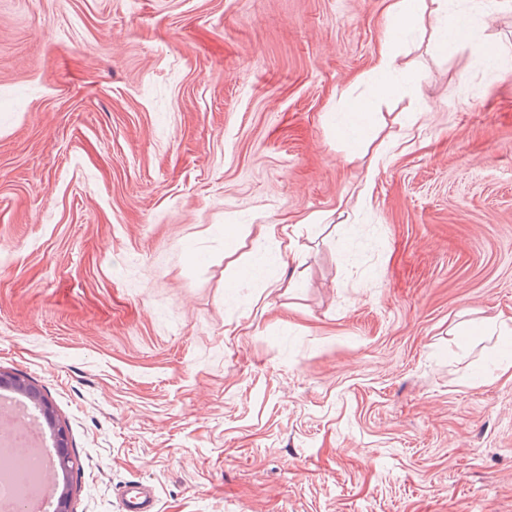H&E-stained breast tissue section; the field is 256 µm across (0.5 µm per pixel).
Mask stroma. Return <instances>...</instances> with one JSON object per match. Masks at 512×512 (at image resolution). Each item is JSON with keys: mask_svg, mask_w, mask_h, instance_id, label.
Instances as JSON below:
<instances>
[{"mask_svg": "<svg viewBox=\"0 0 512 512\" xmlns=\"http://www.w3.org/2000/svg\"><path fill=\"white\" fill-rule=\"evenodd\" d=\"M388 2L0 0V371L72 512H512V0L380 91ZM336 131L345 135L354 143H363L370 134L371 115L364 105H359L355 112H336ZM0 388H13L22 395L37 401L43 411V415L54 432L56 454L52 459V464L58 466L63 473L69 474L72 463V455L70 452V442L66 429L59 424L52 413L48 402L42 397L37 388L25 383L17 377L3 374L0 372ZM120 495L127 512H154L156 500L150 486L140 482L126 485Z\"/></svg>", "mask_w": 512, "mask_h": 512, "instance_id": "obj_1", "label": "stroma"}]
</instances>
